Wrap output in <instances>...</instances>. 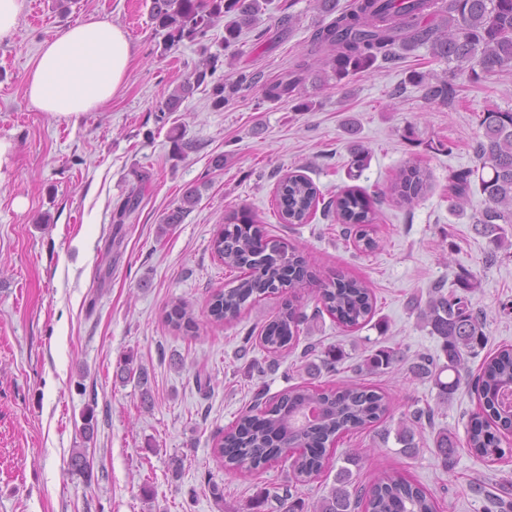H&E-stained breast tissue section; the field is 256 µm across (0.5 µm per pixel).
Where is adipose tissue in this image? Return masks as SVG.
<instances>
[{"mask_svg": "<svg viewBox=\"0 0 512 512\" xmlns=\"http://www.w3.org/2000/svg\"><path fill=\"white\" fill-rule=\"evenodd\" d=\"M132 60L133 48L125 31L93 17L43 44L26 95L50 118L75 123L121 91Z\"/></svg>", "mask_w": 512, "mask_h": 512, "instance_id": "1", "label": "adipose tissue"}]
</instances>
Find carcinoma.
<instances>
[{
	"mask_svg": "<svg viewBox=\"0 0 512 512\" xmlns=\"http://www.w3.org/2000/svg\"><path fill=\"white\" fill-rule=\"evenodd\" d=\"M266 0H151L150 19L155 33L162 36L165 49L178 47L183 41L201 43L209 39L215 22L225 16L232 20L224 26V44L237 42L241 31L252 26L264 9ZM319 10L332 17L312 35L317 48L316 65L324 80L338 81L367 71L377 60L395 64L403 53L418 46L430 47L433 55L454 64L445 77L428 84L425 97L452 105L458 98L457 75L468 72L472 80L512 67V0H354L352 7L337 11L336 0H317ZM220 56L209 55L192 75L168 96L158 111L175 112L194 90L212 83V105L224 107V92L235 93L255 85L254 77L245 72L228 85L214 79ZM309 63L299 71L262 86L267 100H280L294 93L312 70ZM479 139L473 146L477 165L461 170L448 181V199L461 209L471 193L477 191L486 206L477 223L486 231L497 233L502 224L512 225V110L498 107L480 116ZM429 175L419 167L400 171L390 191L400 200L411 203L422 196ZM321 193L306 176L295 172L284 175L275 197L279 219L288 224H305L316 211ZM199 200L198 189L187 188L180 203L163 223L179 224ZM139 196H127L113 216L116 224L139 206ZM375 199L364 190L349 187L324 204L323 212L336 211L344 224L343 234L354 236L364 249L377 246L372 237ZM212 252L230 270L247 268L250 273L236 277L231 288L212 295L208 316L215 323L237 318L251 303L275 289L284 279L281 254H290L289 287L297 288L308 280L304 258L296 249L265 234L261 221L248 212L233 213L225 219L211 241ZM472 287L469 275L460 276L459 290L444 293L432 290L421 310L430 333L441 339L440 352L445 362L432 356L423 357L415 368L432 376L442 397L456 392L461 381L473 382L480 401V411L473 414L466 432V447L485 458H501L500 434L512 431V415L504 412L503 396L512 386V348L503 347L486 358L476 377H471L467 358L484 345L486 319L475 311L466 292ZM323 308L344 328L369 323L376 312V301L366 282L341 276L318 289ZM175 331L198 332L199 323L187 303L172 302L165 315ZM305 316L290 305L269 321L261 331V345L270 354L288 350L299 337ZM397 360L390 349H378L362 360L358 371L375 374ZM453 374L442 380L444 372ZM389 411L386 395L362 381L339 387L312 389L295 386L283 393L264 411L249 410L239 416L234 426L217 440L213 456L226 471L242 468L257 470L271 461L292 459L296 481L306 482L321 475L328 461L329 449L344 433L360 431L381 422ZM433 410H418L411 422L402 424L396 433L402 451L415 450L414 426ZM97 417L92 408L82 414L80 434L83 443L94 439ZM434 448L443 465L453 463L460 441L444 430L433 437ZM88 449L75 448L69 458V470L86 478L92 475L87 465ZM283 512H437L433 495L420 483L402 475L381 474L369 487L352 478L349 469L336 473V484L328 494L306 510V504L286 489L279 497Z\"/></svg>",
	"mask_w": 512,
	"mask_h": 512,
	"instance_id": "carcinoma-1",
	"label": "carcinoma"
}]
</instances>
